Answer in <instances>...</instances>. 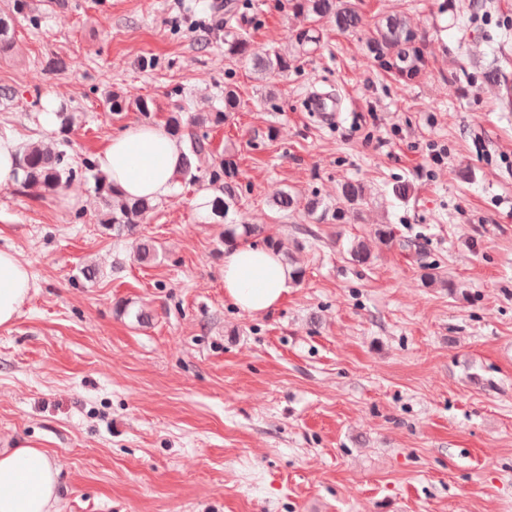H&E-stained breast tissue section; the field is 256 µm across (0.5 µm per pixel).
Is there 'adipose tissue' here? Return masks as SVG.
I'll return each mask as SVG.
<instances>
[{
    "mask_svg": "<svg viewBox=\"0 0 512 512\" xmlns=\"http://www.w3.org/2000/svg\"><path fill=\"white\" fill-rule=\"evenodd\" d=\"M185 145L164 129L132 124L113 135L96 157L98 169L130 198L161 199L174 190ZM290 267L280 253L257 242L224 250V293L242 312L274 309L292 288ZM32 288L26 263L0 250V326L15 323ZM59 469L34 443L0 448V512H59Z\"/></svg>",
    "mask_w": 512,
    "mask_h": 512,
    "instance_id": "1",
    "label": "adipose tissue"
}]
</instances>
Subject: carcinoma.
I'll return each instance as SVG.
<instances>
[{"label": "carcinoma", "mask_w": 512, "mask_h": 512, "mask_svg": "<svg viewBox=\"0 0 512 512\" xmlns=\"http://www.w3.org/2000/svg\"><path fill=\"white\" fill-rule=\"evenodd\" d=\"M294 9L314 22L325 20L340 32H353L365 26L364 17L355 0H294ZM294 42L298 51L305 50L309 44L319 42V33L313 27L296 31ZM366 47L368 52L381 65L392 73L399 82L409 83L419 77L424 67V56L419 36L409 19L403 15H390L377 22L369 31ZM224 57L245 58L252 64L259 79L275 74H282L290 67L288 53L274 50L260 51L252 48L250 41L242 35L228 31L224 34ZM484 82L498 88L500 96L508 95V77L499 69L484 73ZM239 99L234 89L224 88V110L209 112L203 116L192 115L186 119L181 112H172L166 119L170 134L179 135L192 126L218 127L224 123L226 113L235 111ZM66 146L68 142L55 139L40 140L26 145L18 166L23 172L22 188H39L48 192H57L66 188L79 175L70 162ZM213 157L211 141L206 134L188 133L187 153L179 179L202 184L205 189H214L219 195L205 202L213 214L222 218L237 204L238 198L234 188L224 183V175L230 164L224 162L212 164L206 168L201 163ZM84 169L92 173L95 189L103 200L107 218L105 222L112 225V232L118 236L133 235L143 223L147 214L155 209V204L148 199L129 200L121 190L108 181L102 174L92 172L91 161L83 163ZM365 200L363 185L355 181L341 184L339 206L336 207L334 219L346 222L348 215L356 213V206ZM264 236V242L272 249L282 250V242L264 234L261 227L252 224L224 225V243H235L241 238Z\"/></svg>", "instance_id": "cac0c4a2"}]
</instances>
